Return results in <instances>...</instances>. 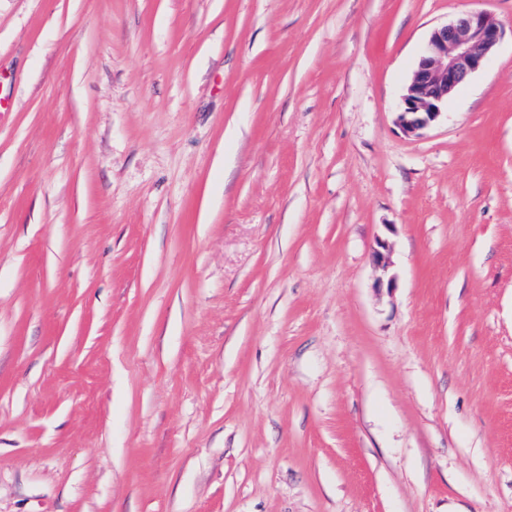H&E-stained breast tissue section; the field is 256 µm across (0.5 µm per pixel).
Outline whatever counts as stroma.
I'll use <instances>...</instances> for the list:
<instances>
[{
  "mask_svg": "<svg viewBox=\"0 0 512 512\" xmlns=\"http://www.w3.org/2000/svg\"><path fill=\"white\" fill-rule=\"evenodd\" d=\"M0 512H512V0H0ZM504 36L499 17L466 11L433 29L401 98L397 123L408 136L439 120L448 98L482 70Z\"/></svg>",
  "mask_w": 512,
  "mask_h": 512,
  "instance_id": "obj_1",
  "label": "stroma"
}]
</instances>
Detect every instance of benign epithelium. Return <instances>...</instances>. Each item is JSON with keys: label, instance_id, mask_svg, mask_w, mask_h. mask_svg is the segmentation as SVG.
I'll list each match as a JSON object with an SVG mask.
<instances>
[{"label": "benign epithelium", "instance_id": "benign-epithelium-1", "mask_svg": "<svg viewBox=\"0 0 512 512\" xmlns=\"http://www.w3.org/2000/svg\"><path fill=\"white\" fill-rule=\"evenodd\" d=\"M504 36L499 17L466 11L433 29L401 98L397 123L408 136L439 120L448 98L482 70Z\"/></svg>", "mask_w": 512, "mask_h": 512}]
</instances>
